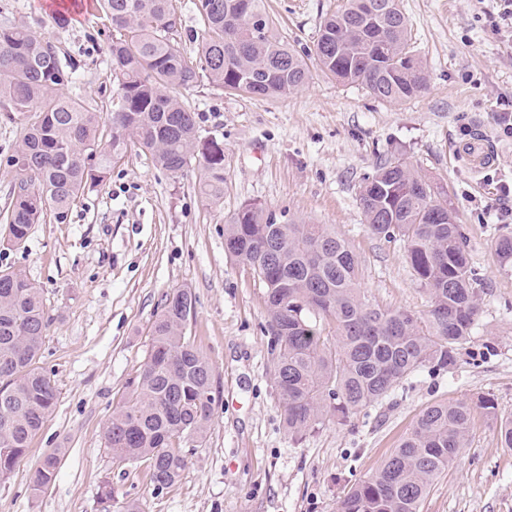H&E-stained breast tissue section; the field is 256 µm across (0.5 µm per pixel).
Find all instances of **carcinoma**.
<instances>
[{
	"label": "carcinoma",
	"mask_w": 512,
	"mask_h": 512,
	"mask_svg": "<svg viewBox=\"0 0 512 512\" xmlns=\"http://www.w3.org/2000/svg\"><path fill=\"white\" fill-rule=\"evenodd\" d=\"M206 40L200 62L175 45L181 25L173 0H96L112 30V112L64 93L77 66L50 40L0 23V118L25 124L10 158L13 200L7 242H26L32 225L66 219L71 205L104 182L112 161L137 148L173 176L191 162L201 196L224 199V150L200 139L181 92L206 79L224 91L285 98L310 78L309 66L278 31L264 0H195ZM313 60L337 81L363 86L382 101L405 102L426 88L421 61L408 48L401 0H342L320 23ZM368 231L400 241L428 309L384 307L360 288L359 256L330 224L279 221L247 202L224 225V249L248 267L267 298L271 375L284 427L294 439L345 422L390 396L400 381L430 364H455L480 314L477 278L454 209L404 158L377 159L358 194ZM496 254L512 266V237ZM196 298L188 288L165 295L152 342L130 396L104 432L121 459L148 463L150 484L172 485L185 448L204 435L217 402L209 358L185 336ZM49 317L37 287L0 270V480L23 461L57 402L38 366ZM496 419V439L512 448V417L489 399L425 407L375 472L341 500L339 512H420L435 480L470 434L475 408ZM60 456L46 455L31 481L37 492Z\"/></svg>",
	"instance_id": "carcinoma-1"
}]
</instances>
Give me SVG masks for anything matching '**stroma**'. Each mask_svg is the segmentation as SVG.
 Instances as JSON below:
<instances>
[{"mask_svg": "<svg viewBox=\"0 0 512 512\" xmlns=\"http://www.w3.org/2000/svg\"><path fill=\"white\" fill-rule=\"evenodd\" d=\"M266 2L306 55L341 0ZM402 7L427 76L426 90L408 101L376 99L317 69L281 99L232 95L206 82L185 91L201 138L224 146L223 202L201 197L197 167L174 177L132 151L77 199L64 223L33 225L21 247L4 243L0 223V269L36 283L50 317L40 365L58 388L28 456L0 480V512H103L107 484L113 501L139 500L143 512H338L426 406L488 398L496 417L512 416V267L495 252L512 223L487 211L501 183H512V137L498 129L500 106L512 101V32L499 23L498 0H402ZM4 20L49 37L61 58L77 63L69 95L110 105L112 32L97 13L79 20L42 0H0ZM479 130L500 155L475 172L457 151ZM390 152L455 209L482 285L481 315L455 365L422 368L347 424L297 441L283 427L271 378L264 290L227 257L224 224L254 202L282 220L335 225L363 261L369 297L424 312L428 294L403 245L368 233L358 202L364 177ZM183 287L196 297L186 334L214 366L218 403L202 439L187 449L180 479L157 491L145 464L113 455L104 428L148 354L166 294ZM496 417L475 410L466 448L435 481L422 512H512V448L497 444ZM56 448L62 455L52 481L33 492V471Z\"/></svg>", "mask_w": 512, "mask_h": 512, "instance_id": "35a3bbf8", "label": "stroma"}]
</instances>
